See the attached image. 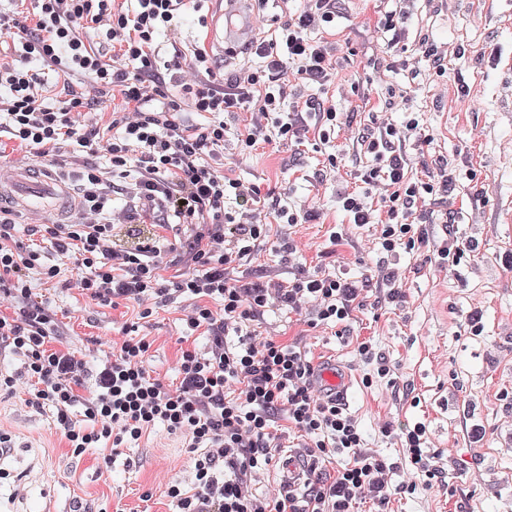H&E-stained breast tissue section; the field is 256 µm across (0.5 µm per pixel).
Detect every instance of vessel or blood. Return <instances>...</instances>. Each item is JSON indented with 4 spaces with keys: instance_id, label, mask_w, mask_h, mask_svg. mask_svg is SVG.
Segmentation results:
<instances>
[{
    "instance_id": "1",
    "label": "vessel or blood",
    "mask_w": 512,
    "mask_h": 512,
    "mask_svg": "<svg viewBox=\"0 0 512 512\" xmlns=\"http://www.w3.org/2000/svg\"><path fill=\"white\" fill-rule=\"evenodd\" d=\"M244 0H226V26L223 39L239 43L249 42L252 27L242 10ZM0 202L26 211L32 218H40L47 211L65 207L70 194L62 180L52 172L32 164L0 165ZM316 382L322 393L345 401L351 382L343 371L332 365H323L315 372Z\"/></svg>"
}]
</instances>
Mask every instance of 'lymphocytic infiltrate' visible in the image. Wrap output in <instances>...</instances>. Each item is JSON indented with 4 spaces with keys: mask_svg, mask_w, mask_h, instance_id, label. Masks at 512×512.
I'll use <instances>...</instances> for the list:
<instances>
[{
    "mask_svg": "<svg viewBox=\"0 0 512 512\" xmlns=\"http://www.w3.org/2000/svg\"><path fill=\"white\" fill-rule=\"evenodd\" d=\"M338 2L309 0L302 13L281 23L275 38L251 44L258 66L240 67L222 81L205 49L188 59L160 55L157 38L176 31L183 0H132L128 8L117 0H37L31 25L17 14L0 13V32H21L24 55L64 77V96L56 100L43 94L30 70L0 64V133L61 169L67 144L101 154L108 163L77 173L80 222L30 225L31 234L50 243L58 263H44L40 249L18 244L10 211L0 209V298L13 309L0 314V348L21 360L19 375L0 374V391H14L18 379H26L31 404L56 409L75 456L103 447L116 455L156 425L166 427L183 440L191 461L190 482L166 485L179 512H351L359 499L384 504L391 494L390 464L364 449L351 414L320 396L313 366L298 343L251 335L236 348L224 345L226 330L241 329L274 305L308 310L316 321L337 325L363 305L355 281L329 274L307 273L273 286L237 277V266L266 243L271 224H312L320 213L312 205L269 199L259 184L232 177L217 161L225 113L248 106L261 119L238 135L243 153L262 143L301 144L313 134L326 140L335 133L341 122L335 107L305 100V108L314 111L311 123L301 112L284 111L280 79L289 73L305 87L326 84L336 51L330 36L340 17ZM89 24L103 25L120 66L87 44ZM187 68L196 71L195 80L184 81ZM89 82L117 94L125 106L113 113L107 129L79 120L94 105L84 92ZM187 110L206 113V121L190 122L183 116ZM418 127V118L411 117L376 133L363 131L361 144L372 157L359 175L366 190L339 195L350 223L378 225V246L385 252L425 243L429 216L417 203L448 192L447 180L423 181L411 173L403 146ZM114 177L124 179L132 202L156 211L152 236L118 244L117 227L133 218L112 208ZM180 224L193 232L179 243L183 272L167 280L166 233ZM65 264L90 300L113 309L137 304L143 319L152 316L157 299H194L187 324L211 336V350L202 355L183 349L180 382L174 385L146 368L147 338L100 344L94 351L96 388L80 395L84 364L50 349L59 325L28 281L33 270L56 280ZM214 300L221 301L220 309L211 308ZM77 405L83 415L74 420L69 412ZM281 420L310 438V456L347 458L333 480L316 478L301 498L289 492L256 495L251 489L253 474L278 450L274 431ZM425 435L417 422L404 425L399 439L413 473L431 480L441 468L425 449Z\"/></svg>",
    "mask_w": 512,
    "mask_h": 512,
    "instance_id": "obj_1",
    "label": "lymphocytic infiltrate"
}]
</instances>
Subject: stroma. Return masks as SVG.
Masks as SVG:
<instances>
[{"label":"stroma","instance_id":"35a3bbf8","mask_svg":"<svg viewBox=\"0 0 512 512\" xmlns=\"http://www.w3.org/2000/svg\"><path fill=\"white\" fill-rule=\"evenodd\" d=\"M306 6L307 0H250L255 36L273 38L279 23ZM398 7L406 19L395 41L381 21ZM340 10L338 76L300 96L335 104L347 130L324 145L263 144L242 156L236 134L247 115L228 114L224 159L240 179L276 198L309 200L321 213L317 224L272 225L267 244L239 275L264 285L302 270L354 278L366 283L364 305L347 324L313 328L306 315L274 308L226 342L238 344L247 333L298 338L312 364L334 361L348 370L346 408L365 448L392 465L384 512H512V0H341ZM219 24L215 0H187L176 33L159 40L166 53L189 55L203 46L220 62L223 50L207 35ZM430 46L446 53L445 75L426 57ZM375 59H405L409 66L393 73L372 67ZM408 111L422 127L404 146L413 175L423 180L447 170L455 188L432 205L426 246L386 253L375 243L374 225L348 222L338 195L360 187L367 162L354 130L379 131ZM331 153L333 168L326 161ZM451 235L475 250L443 269L431 257ZM290 238L302 241L299 253L275 252ZM390 275L400 291L393 301L386 297ZM29 281L63 331L52 349L76 358L87 359L94 341L121 338L134 325L152 342L147 369L174 382L181 349L210 348L209 336L186 324L190 298L159 306L141 324L135 304L101 307L34 271ZM364 341L388 375H377L375 364L359 356ZM27 397L21 390L0 393V430L14 438L13 456L0 464L11 474L0 483V512H73L79 503L86 512H175L165 486L189 479L191 469L182 441L164 426L123 449L104 478L100 449L72 456L53 409L31 406ZM408 422L426 425L428 450L442 457L444 478L433 485L415 483L404 460L397 434Z\"/></svg>","mask_w":512,"mask_h":512}]
</instances>
